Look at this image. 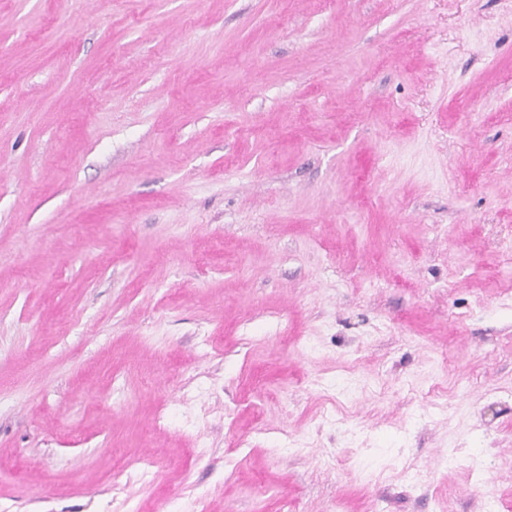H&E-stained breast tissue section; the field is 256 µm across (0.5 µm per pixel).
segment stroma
<instances>
[{
	"label": "stroma",
	"mask_w": 512,
	"mask_h": 512,
	"mask_svg": "<svg viewBox=\"0 0 512 512\" xmlns=\"http://www.w3.org/2000/svg\"><path fill=\"white\" fill-rule=\"evenodd\" d=\"M191 504L512 512V0H0V512Z\"/></svg>",
	"instance_id": "obj_1"
}]
</instances>
